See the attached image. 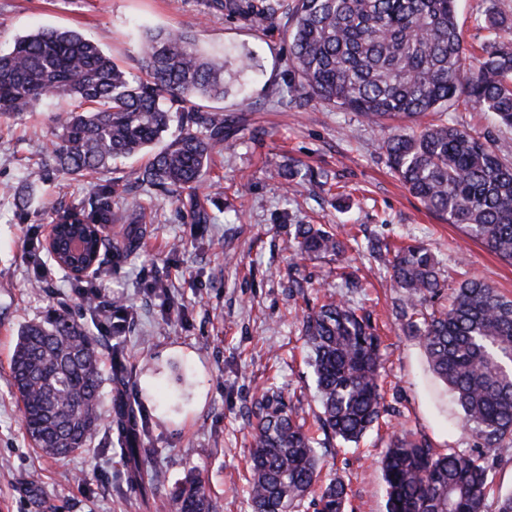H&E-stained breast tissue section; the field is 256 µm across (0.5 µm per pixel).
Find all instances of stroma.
Here are the masks:
<instances>
[{"mask_svg": "<svg viewBox=\"0 0 512 512\" xmlns=\"http://www.w3.org/2000/svg\"><path fill=\"white\" fill-rule=\"evenodd\" d=\"M491 12L512 23V0H458L457 21L470 54L480 55L488 43ZM45 26L79 31L132 72L142 31L154 26L198 32L206 50L248 55L252 67L225 99L210 104L223 111L230 131L224 152L212 155L195 189L210 216L206 224L194 223L186 207L159 190L119 182L113 170L73 181L50 169L28 187L29 167L46 157L56 138L53 117L70 109V100L48 98L20 119H0V512H145L140 487L126 480L118 438L98 437L63 460L44 457L25 434L10 384L22 325L54 309L91 319L72 277L55 270L39 280L35 273L55 209L79 203L105 181L116 202L109 235L121 230L124 210L138 204L154 221L137 254L106 265L99 280L100 301L126 308L131 317L125 332L104 340L101 411L112 412L110 349L116 346L137 376L131 393L146 425L141 445L150 470L165 477L159 496L192 471L220 512H251L243 491L252 445L249 410L262 387L273 383L307 418L319 413L300 320L337 293L369 313L382 338L387 404L378 429L359 446L333 440L322 456L325 472L348 484L347 512H386L378 460L393 434L404 430L425 435L439 451L486 455L493 488L484 512H496L498 495L512 491V447L488 452L469 432L449 431L448 393L431 378L417 342L402 333L395 318L400 291L365 244L377 238L393 247H428L442 266V305L469 276L512 297V262L409 193L387 165V132L329 105L289 106L282 19L247 8L222 12L212 0H0L1 51ZM442 118L512 157V128L491 113L460 100ZM290 165L314 169L318 183L294 192L283 174ZM26 189L31 204L17 210L14 195ZM299 224L340 226L349 267L327 257H294L289 245ZM158 282L167 295L154 293ZM34 478L39 486L33 490Z\"/></svg>", "mask_w": 512, "mask_h": 512, "instance_id": "35a3bbf8", "label": "stroma"}]
</instances>
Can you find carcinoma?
Listing matches in <instances>:
<instances>
[{
  "mask_svg": "<svg viewBox=\"0 0 512 512\" xmlns=\"http://www.w3.org/2000/svg\"><path fill=\"white\" fill-rule=\"evenodd\" d=\"M457 0H263L262 12L285 18L290 102L315 101L357 112L380 125L410 123L388 137L390 168L430 212L489 251L512 260V161L467 130L426 118L460 98L512 127V39L495 38L474 68L457 22ZM142 75L115 62L97 42L72 29L43 27L0 52V119L67 96L75 108L57 117L51 156L77 180L112 169L118 160L148 156L125 181L181 195L203 177L224 148V113L203 102L228 94V56L203 52L199 35L173 28L145 31ZM178 134L169 136L172 126ZM112 241L118 264L138 249L146 211L124 215ZM61 232H106L112 223V183L98 184L79 207L56 209ZM291 248L300 257L347 261L340 230L296 226ZM371 255L391 270L400 289L396 317L418 339L430 370L448 389L461 427L498 448L512 442V299L480 279H466L448 305L427 311L441 288V269L423 245L395 252L378 240ZM59 268L101 263L97 240L72 258L50 257ZM99 310L88 327L54 311L20 328L10 363L21 420L41 453L65 459L88 447L103 421L99 412ZM301 336L311 351L318 430L328 439L358 442L386 411L379 383L380 339L368 316L334 295L307 314ZM115 385L108 429L125 442L128 482L144 480V426L125 396L131 374L112 353ZM254 443L246 477L253 512H292L307 501L314 512H346L347 484L321 474V440L274 384L255 402ZM380 468L386 512H483L491 466L454 448L436 453L424 437L393 436ZM170 512H216L201 479L189 474L169 495Z\"/></svg>",
  "mask_w": 512,
  "mask_h": 512,
  "instance_id": "cac0c4a2",
  "label": "carcinoma"
}]
</instances>
